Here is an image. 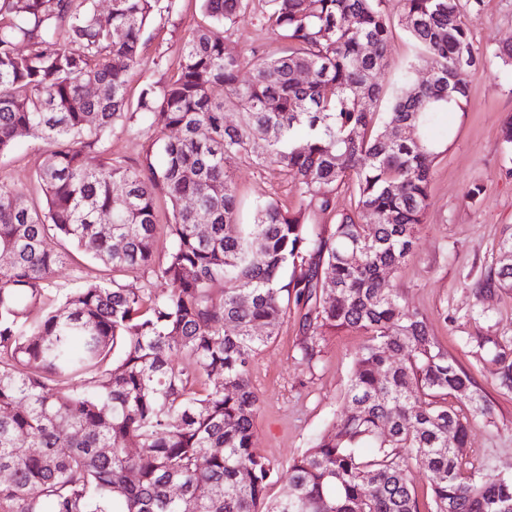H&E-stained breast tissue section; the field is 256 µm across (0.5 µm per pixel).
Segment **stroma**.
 Segmentation results:
<instances>
[{
    "mask_svg": "<svg viewBox=\"0 0 512 512\" xmlns=\"http://www.w3.org/2000/svg\"><path fill=\"white\" fill-rule=\"evenodd\" d=\"M392 23L388 64L378 77L383 89L380 111H390L398 79L419 49L402 29V0H383ZM202 19L200 0H175L170 12L155 17L143 35L141 66L128 76L129 98L148 86L158 87L177 70L183 37ZM470 41L482 64L467 75L465 112L448 113L434 129L446 141L430 183L425 224L413 253L390 278L403 302L425 315L434 335L483 389L494 409L491 424L472 427L465 454L486 477L512 475V392L500 389L491 355H477L474 337L491 335L512 346V290L485 292L474 282L498 258V243L512 229V148L501 128L512 119V68L496 53L512 45V0H483L479 16L465 15ZM233 54L279 53L283 42L262 28L257 17L242 20L224 35ZM141 124L116 125L113 156L136 160L156 137ZM44 145L19 135L13 149L0 155V177L22 189L34 204L43 197L36 171ZM228 168L233 175L242 223H250L256 201L273 197L292 207L297 203L290 176L240 159ZM479 188L477 199L468 196ZM304 338L298 313H289L277 336L256 355L252 383L260 398L254 446L279 468L310 448L314 438L345 416L344 394L353 359L368 338L356 330L323 337L312 364L301 363Z\"/></svg>",
    "mask_w": 512,
    "mask_h": 512,
    "instance_id": "stroma-1",
    "label": "stroma"
}]
</instances>
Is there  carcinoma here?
Segmentation results:
<instances>
[{"instance_id":"obj_1","label":"carcinoma","mask_w":512,"mask_h":512,"mask_svg":"<svg viewBox=\"0 0 512 512\" xmlns=\"http://www.w3.org/2000/svg\"><path fill=\"white\" fill-rule=\"evenodd\" d=\"M201 2L206 22L178 71L133 105L143 29L172 3L110 0L103 23L92 0H0V154L23 131L45 144V207L0 179V512H512V476L488 482L462 451L471 424L493 422L490 401L387 280L426 223L444 153L426 132L465 111L479 64L461 0H403L401 25L433 79L414 83L409 65L384 115L379 0ZM250 15L285 42L280 53L225 52L224 33ZM228 109L239 124L224 122ZM139 120L176 135L139 160L112 157L114 126ZM235 158L291 174L298 206L271 197L240 223ZM158 189L172 205L156 270L168 291L88 281L31 318L63 242L114 272L153 265ZM342 189L354 210L329 238L310 236L306 211L334 210ZM499 250L477 287L512 288V232ZM293 306L310 332L302 362L318 336L369 341L342 423L292 459L287 491L271 498L281 472L253 448L250 366ZM475 347L494 350L512 390V352L491 336ZM215 377L224 384L210 387ZM413 460L430 475L425 509Z\"/></svg>"}]
</instances>
